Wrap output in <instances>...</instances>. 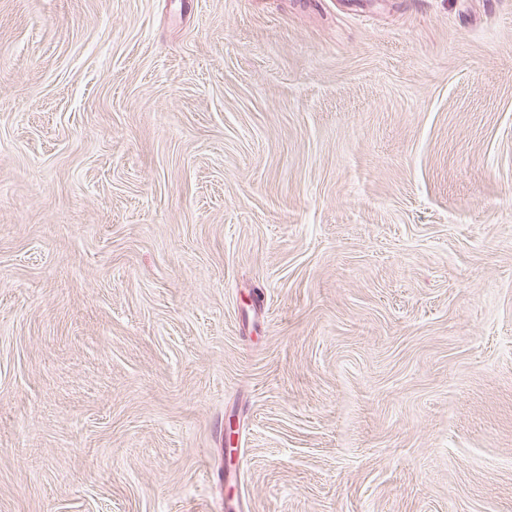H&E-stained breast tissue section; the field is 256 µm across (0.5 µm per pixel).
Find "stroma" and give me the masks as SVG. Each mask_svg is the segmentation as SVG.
Segmentation results:
<instances>
[{
	"label": "stroma",
	"mask_w": 512,
	"mask_h": 512,
	"mask_svg": "<svg viewBox=\"0 0 512 512\" xmlns=\"http://www.w3.org/2000/svg\"><path fill=\"white\" fill-rule=\"evenodd\" d=\"M228 500L512 512V0H0V512Z\"/></svg>",
	"instance_id": "35a3bbf8"
}]
</instances>
